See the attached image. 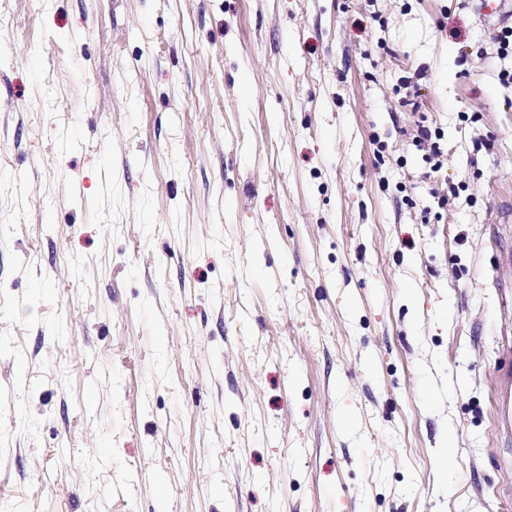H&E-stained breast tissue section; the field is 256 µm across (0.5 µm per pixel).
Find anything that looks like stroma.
I'll return each instance as SVG.
<instances>
[{"mask_svg": "<svg viewBox=\"0 0 512 512\" xmlns=\"http://www.w3.org/2000/svg\"><path fill=\"white\" fill-rule=\"evenodd\" d=\"M506 24L5 0L0 504L512 512ZM512 345L508 338L501 341L502 357L508 359V363H501L496 367L495 383L499 396V424L500 431L511 432L512 428V364L509 353Z\"/></svg>", "mask_w": 512, "mask_h": 512, "instance_id": "obj_1", "label": "stroma"}]
</instances>
